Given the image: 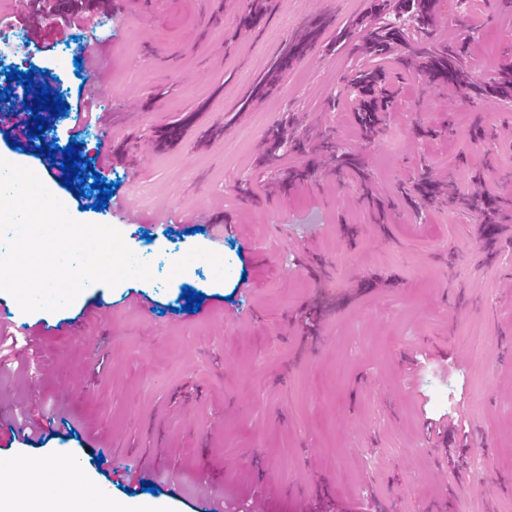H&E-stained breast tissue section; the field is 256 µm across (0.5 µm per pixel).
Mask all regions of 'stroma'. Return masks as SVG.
Segmentation results:
<instances>
[{"label": "stroma", "instance_id": "1", "mask_svg": "<svg viewBox=\"0 0 512 512\" xmlns=\"http://www.w3.org/2000/svg\"><path fill=\"white\" fill-rule=\"evenodd\" d=\"M473 2L437 0L429 38L474 29L469 63L483 79L512 62V0H481L477 17ZM268 3L247 31L237 26L247 0H115L92 32L69 27L52 46L38 16L16 24L12 63L69 109L17 149L0 128V158L32 169L77 221L110 223L120 203L151 215L118 229L129 244L150 236L154 278L90 284L55 312H23L0 291L35 350L0 385V461L70 467L99 494L155 512L214 501L222 512H512V220L488 261L476 215L402 195L424 167L459 194H512V103L463 101L391 55L382 65L396 102L364 141L345 91L358 62L336 36L371 0ZM323 15L318 50L248 101L285 42ZM91 46L105 140L73 111L93 84L74 60ZM293 116L360 157L388 204V233L352 173L333 176L331 157L277 191L296 157L256 158L265 132ZM477 121L493 130L489 144L471 140ZM177 125L182 139L156 149V133ZM72 140L88 159L108 146L107 207L92 210L95 195L65 188L35 154ZM244 180L258 204L236 192ZM193 211L202 231L186 219ZM186 289L202 293L198 312L184 311ZM21 407L44 439L13 438ZM444 415L467 441L427 432L425 419Z\"/></svg>", "mask_w": 512, "mask_h": 512}]
</instances>
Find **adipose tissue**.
I'll return each instance as SVG.
<instances>
[{"mask_svg":"<svg viewBox=\"0 0 512 512\" xmlns=\"http://www.w3.org/2000/svg\"><path fill=\"white\" fill-rule=\"evenodd\" d=\"M25 481L0 491V512H126L123 505L99 494L70 490L46 462L23 465Z\"/></svg>","mask_w":512,"mask_h":512,"instance_id":"adipose-tissue-1","label":"adipose tissue"}]
</instances>
